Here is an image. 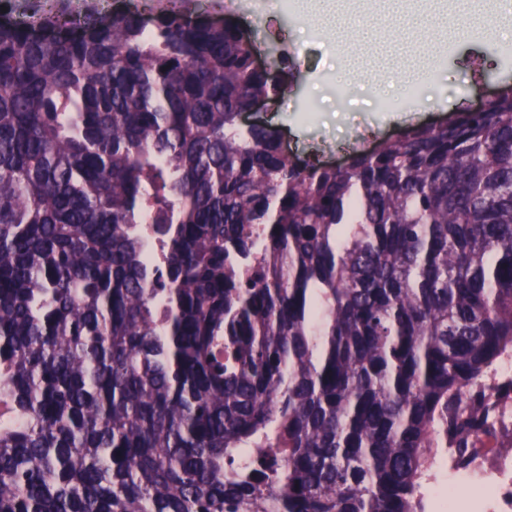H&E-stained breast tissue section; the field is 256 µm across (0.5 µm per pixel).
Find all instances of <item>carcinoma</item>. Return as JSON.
Wrapping results in <instances>:
<instances>
[{
    "mask_svg": "<svg viewBox=\"0 0 512 512\" xmlns=\"http://www.w3.org/2000/svg\"><path fill=\"white\" fill-rule=\"evenodd\" d=\"M149 12H0V512H424L512 358V85L331 170L236 13Z\"/></svg>",
    "mask_w": 512,
    "mask_h": 512,
    "instance_id": "cac0c4a2",
    "label": "carcinoma"
}]
</instances>
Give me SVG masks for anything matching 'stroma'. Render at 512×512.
<instances>
[{
	"label": "stroma",
	"mask_w": 512,
	"mask_h": 512,
	"mask_svg": "<svg viewBox=\"0 0 512 512\" xmlns=\"http://www.w3.org/2000/svg\"><path fill=\"white\" fill-rule=\"evenodd\" d=\"M326 25L304 29L296 10L300 0H251L245 18L261 59L286 54L296 91L280 99L264 118L291 142L301 158H347L354 147L371 148L411 124L446 117L449 110L479 102L501 79L512 78V9L499 0H445L447 16L437 29L441 51L424 52L430 38L425 13L433 0H377L370 23L355 25L347 15L349 0H324ZM432 64L435 78L425 84L408 110L375 109L372 89L392 93L401 73ZM351 74L348 103L337 110L329 87L337 71Z\"/></svg>",
	"instance_id": "obj_1"
}]
</instances>
